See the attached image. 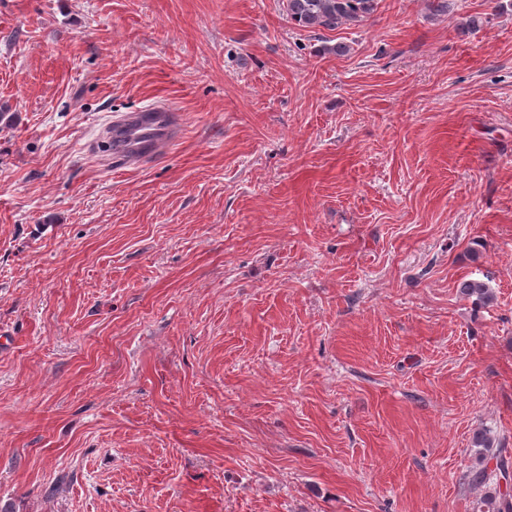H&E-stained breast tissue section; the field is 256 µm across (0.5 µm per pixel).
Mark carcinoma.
<instances>
[{
    "label": "carcinoma",
    "instance_id": "carcinoma-1",
    "mask_svg": "<svg viewBox=\"0 0 512 512\" xmlns=\"http://www.w3.org/2000/svg\"><path fill=\"white\" fill-rule=\"evenodd\" d=\"M376 7V0H286V11L291 22L302 29L334 30L348 25L355 26L371 15ZM459 292L466 297L475 298L478 304H487L492 294L487 284L481 280H464L458 285ZM495 461V468L487 466L474 472L471 481L475 484H499L502 469L512 464L507 457V449L499 448L490 456ZM487 512H512V495L498 493L483 500Z\"/></svg>",
    "mask_w": 512,
    "mask_h": 512
}]
</instances>
